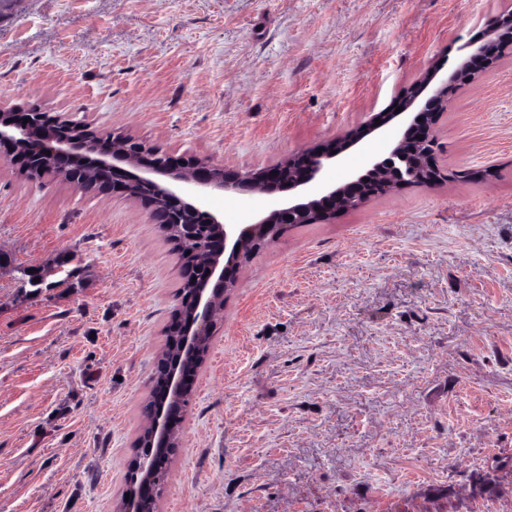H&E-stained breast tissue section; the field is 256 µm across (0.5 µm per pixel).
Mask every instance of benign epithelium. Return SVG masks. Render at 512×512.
Here are the masks:
<instances>
[{
    "instance_id": "1",
    "label": "benign epithelium",
    "mask_w": 512,
    "mask_h": 512,
    "mask_svg": "<svg viewBox=\"0 0 512 512\" xmlns=\"http://www.w3.org/2000/svg\"><path fill=\"white\" fill-rule=\"evenodd\" d=\"M512 30V14H500L488 26L483 44L455 69L448 80L434 86L431 96L413 113L409 126L388 155L373 162L363 174H353L338 185L320 180L321 171L344 148L394 119L396 112L375 115L346 139L323 151L302 152L246 175L202 159H185L159 147H148L133 136L103 135L87 123L60 113L31 107L19 112L0 106V164L16 166L24 174L34 164L45 172L85 187L102 186L101 193H120L150 209L157 224L180 254L182 282L188 292L179 293L174 316L167 329L163 352L173 354L164 375L152 376L149 416L136 444L127 473L129 500L119 512H147L157 500L159 468L170 469L179 447L178 427L192 391L193 367L203 362L215 322L224 310V294L251 257L250 248L267 238L269 231L291 224L322 223L336 212L358 207L382 188L392 192L406 186H433L441 180L435 163L434 126L447 110L457 88L477 79L495 62L501 35ZM429 70L420 85L398 102L402 111L412 108L432 83ZM380 124H375V120ZM141 170L136 174L131 168ZM293 192L288 203L252 224H225L205 205L215 191L238 195ZM292 219L287 220L285 216Z\"/></svg>"
}]
</instances>
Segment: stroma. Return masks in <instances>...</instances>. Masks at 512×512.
<instances>
[{"label": "stroma", "mask_w": 512, "mask_h": 512, "mask_svg": "<svg viewBox=\"0 0 512 512\" xmlns=\"http://www.w3.org/2000/svg\"><path fill=\"white\" fill-rule=\"evenodd\" d=\"M512 0H0V105L246 173L448 74ZM398 127L347 146L367 170ZM444 175L264 243L224 296L158 512H512V51ZM217 193L228 224L270 211ZM0 512H117L181 261L149 210L0 166ZM63 266L22 296L19 269Z\"/></svg>", "instance_id": "1"}]
</instances>
